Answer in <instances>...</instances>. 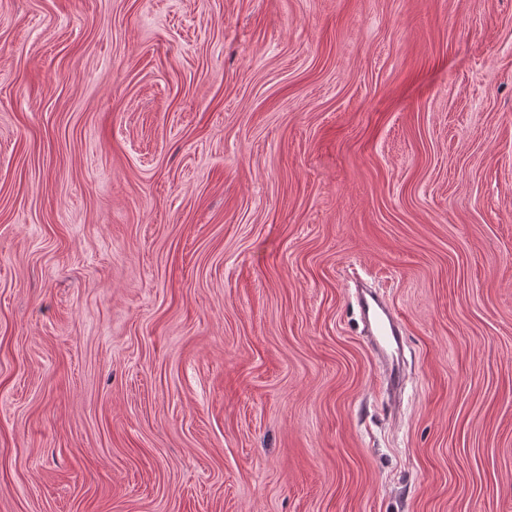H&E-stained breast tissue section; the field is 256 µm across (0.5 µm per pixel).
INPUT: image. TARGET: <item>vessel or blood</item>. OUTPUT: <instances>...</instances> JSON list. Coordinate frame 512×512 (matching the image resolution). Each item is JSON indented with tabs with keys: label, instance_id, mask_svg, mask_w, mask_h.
<instances>
[{
	"label": "vessel or blood",
	"instance_id": "vessel-or-blood-1",
	"mask_svg": "<svg viewBox=\"0 0 512 512\" xmlns=\"http://www.w3.org/2000/svg\"><path fill=\"white\" fill-rule=\"evenodd\" d=\"M356 302L367 329L369 349L382 367V382L392 388L402 384L400 352L403 319L376 291L357 289Z\"/></svg>",
	"mask_w": 512,
	"mask_h": 512
}]
</instances>
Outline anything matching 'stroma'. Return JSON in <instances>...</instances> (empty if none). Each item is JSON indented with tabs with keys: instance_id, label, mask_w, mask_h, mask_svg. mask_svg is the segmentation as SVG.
I'll use <instances>...</instances> for the list:
<instances>
[{
	"instance_id": "stroma-1",
	"label": "stroma",
	"mask_w": 512,
	"mask_h": 512,
	"mask_svg": "<svg viewBox=\"0 0 512 512\" xmlns=\"http://www.w3.org/2000/svg\"><path fill=\"white\" fill-rule=\"evenodd\" d=\"M0 512H512V0H0ZM356 302L367 329L369 349L382 367V382L401 387L400 352L403 344V319L377 291L356 288Z\"/></svg>"
}]
</instances>
